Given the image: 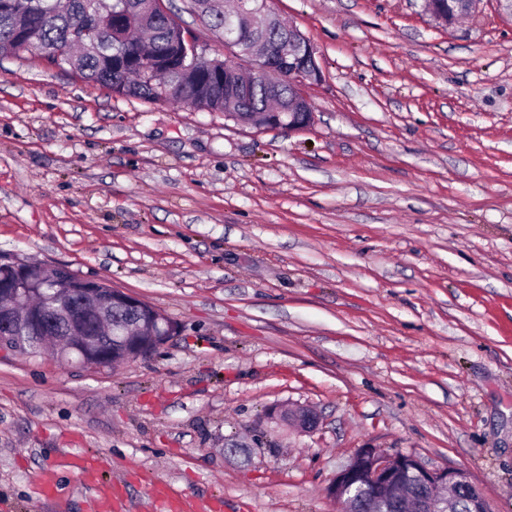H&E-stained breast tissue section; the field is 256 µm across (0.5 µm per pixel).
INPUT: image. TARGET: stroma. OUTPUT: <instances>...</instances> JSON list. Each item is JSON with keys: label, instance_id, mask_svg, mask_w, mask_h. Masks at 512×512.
<instances>
[{"label": "stroma", "instance_id": "obj_1", "mask_svg": "<svg viewBox=\"0 0 512 512\" xmlns=\"http://www.w3.org/2000/svg\"><path fill=\"white\" fill-rule=\"evenodd\" d=\"M424 5L273 0L322 69L290 133L0 54V255L178 326L113 368L0 350V512H99L74 452L111 512H336L325 489L366 447L512 512V15ZM167 7L230 57L190 0ZM268 418L291 423L305 433L311 432L318 425L316 413L303 406H276L269 411Z\"/></svg>", "mask_w": 512, "mask_h": 512}]
</instances>
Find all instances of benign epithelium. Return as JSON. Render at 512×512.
Instances as JSON below:
<instances>
[{
	"instance_id": "obj_1",
	"label": "benign epithelium",
	"mask_w": 512,
	"mask_h": 512,
	"mask_svg": "<svg viewBox=\"0 0 512 512\" xmlns=\"http://www.w3.org/2000/svg\"><path fill=\"white\" fill-rule=\"evenodd\" d=\"M427 11L439 22L452 23L447 0H426ZM20 37L26 42L29 52L45 60L55 59L73 65V59L59 55L41 44L35 28L20 29ZM183 41L175 45V58L201 57V45L191 29H182ZM79 42L88 52H99L102 45L94 24L84 21L78 28ZM288 65L277 68L265 66L261 60L245 70L234 65L237 74L260 72L269 84H290L294 88L309 81L318 83L322 72L316 51L306 36L296 27L288 28ZM0 265L13 269L16 281L24 279L26 272L37 270L40 278L42 304L37 309L23 313L18 307L26 303L28 292L15 286L0 283V293L13 297L10 307L0 306V346L14 349L23 346L20 333L27 331L36 337L35 348L40 349L50 339L65 348L55 355L63 366L77 365L83 368H99L105 355L104 343L112 339V345L124 349L134 348L132 357L142 355L139 346H133L136 336L144 330V321L138 314L145 302L129 293L106 286L105 283L77 279L76 287L66 290L57 287L53 273L61 266L24 263L7 260L0 256ZM119 303L131 311V317L119 329L110 327L102 334L100 324H112V305ZM268 418L286 421L307 433L318 425L316 413L303 406H276ZM462 486L472 490L470 512H493L491 505L462 469L429 468L414 455L386 453L377 448H360L352 454L344 467L327 487V496L336 504L338 512H354L353 506L368 495L380 503H394L404 507L403 494L414 489L423 491L413 496L414 512H457V491Z\"/></svg>"
}]
</instances>
